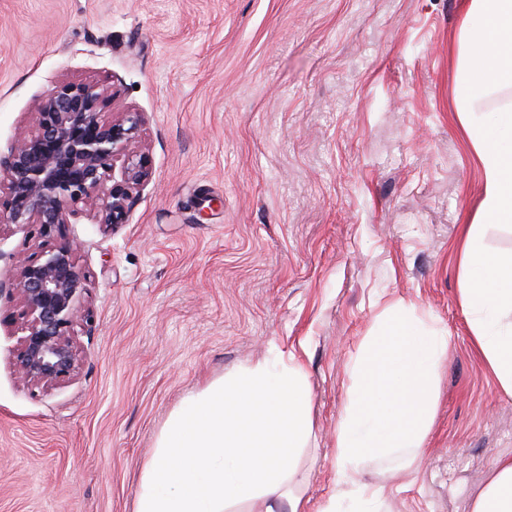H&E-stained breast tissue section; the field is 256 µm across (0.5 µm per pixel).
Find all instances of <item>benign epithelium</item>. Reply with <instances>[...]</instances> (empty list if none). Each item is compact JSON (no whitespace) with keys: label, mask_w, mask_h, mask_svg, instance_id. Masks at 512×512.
I'll list each match as a JSON object with an SVG mask.
<instances>
[{"label":"benign epithelium","mask_w":512,"mask_h":512,"mask_svg":"<svg viewBox=\"0 0 512 512\" xmlns=\"http://www.w3.org/2000/svg\"><path fill=\"white\" fill-rule=\"evenodd\" d=\"M104 102L99 81H63L34 101L35 129L19 132L0 154V234L32 225L54 241L19 262L10 288L22 332L15 369L31 388L60 384L81 361L74 322L88 288L66 225L85 216L106 233L125 223L133 191L150 177L143 154L132 147L141 114L106 121Z\"/></svg>","instance_id":"benign-epithelium-1"}]
</instances>
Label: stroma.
Listing matches in <instances>:
<instances>
[{
    "label": "stroma",
    "mask_w": 512,
    "mask_h": 512,
    "mask_svg": "<svg viewBox=\"0 0 512 512\" xmlns=\"http://www.w3.org/2000/svg\"><path fill=\"white\" fill-rule=\"evenodd\" d=\"M468 0H0V152L34 99L96 79L104 119L143 116L151 176L125 223L70 224L88 291L82 361L43 391L15 374L10 297L40 241L0 236V512H134L190 395L262 361L300 364L305 512L338 481L336 433L378 318L411 304L446 343L421 458L374 459V512H470L512 456V394L474 343L459 258L482 164L455 107Z\"/></svg>",
    "instance_id": "1"
}]
</instances>
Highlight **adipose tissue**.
<instances>
[{"instance_id":"1","label":"adipose tissue","mask_w":512,"mask_h":512,"mask_svg":"<svg viewBox=\"0 0 512 512\" xmlns=\"http://www.w3.org/2000/svg\"><path fill=\"white\" fill-rule=\"evenodd\" d=\"M486 27H462L457 44L456 112L481 111L512 87V0H469ZM504 134L472 127L485 181L479 216L512 223V106L501 109ZM468 233L459 262L463 304L474 339L504 392L512 394V255L494 256ZM311 392L300 366L270 372L259 362L185 400L161 432L140 480L135 512H227L265 498L286 501L296 461L310 436ZM471 512H512V458L497 459Z\"/></svg>"}]
</instances>
